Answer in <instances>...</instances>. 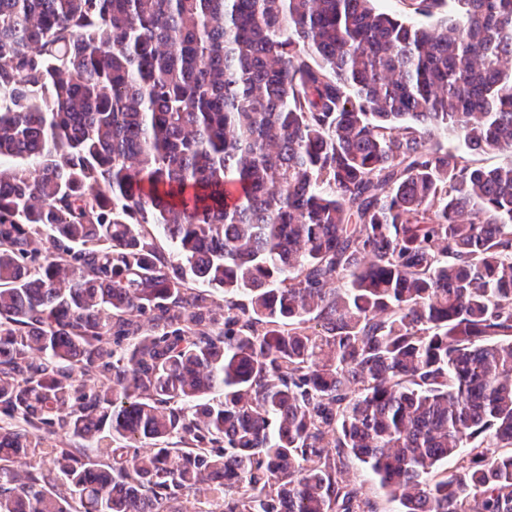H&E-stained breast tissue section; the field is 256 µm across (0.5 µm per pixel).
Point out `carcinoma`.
Wrapping results in <instances>:
<instances>
[{
	"label": "carcinoma",
	"mask_w": 512,
	"mask_h": 512,
	"mask_svg": "<svg viewBox=\"0 0 512 512\" xmlns=\"http://www.w3.org/2000/svg\"><path fill=\"white\" fill-rule=\"evenodd\" d=\"M445 3L0 0V512H512V0ZM343 477L353 487L357 488L363 496L377 501L381 510H386L385 512H394L400 509L398 503H387L385 501L383 492L379 488L372 474L357 461L349 460L347 462Z\"/></svg>",
	"instance_id": "cac0c4a2"
}]
</instances>
